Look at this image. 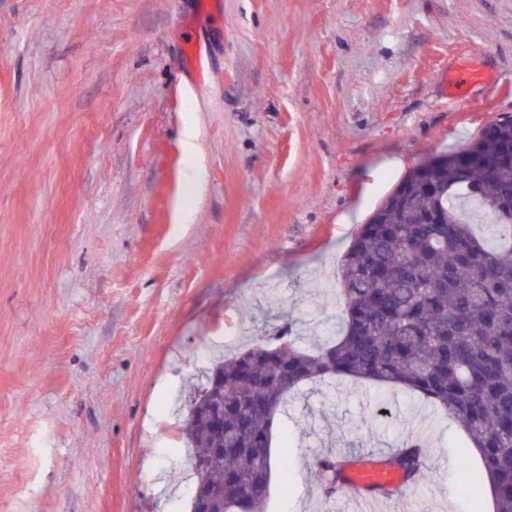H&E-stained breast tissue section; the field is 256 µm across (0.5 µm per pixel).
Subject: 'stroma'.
Segmentation results:
<instances>
[{
	"mask_svg": "<svg viewBox=\"0 0 512 512\" xmlns=\"http://www.w3.org/2000/svg\"><path fill=\"white\" fill-rule=\"evenodd\" d=\"M463 65L485 79L453 105L441 77ZM510 113L512 0H0V512H189L184 416L211 357L338 330L360 224ZM462 436L401 390L304 385L267 512H359L321 497L314 456L415 438L429 477L380 512H487Z\"/></svg>",
	"mask_w": 512,
	"mask_h": 512,
	"instance_id": "35a3bbf8",
	"label": "stroma"
}]
</instances>
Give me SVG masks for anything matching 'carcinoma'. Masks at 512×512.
Instances as JSON below:
<instances>
[{"instance_id":"cac0c4a2","label":"carcinoma","mask_w":512,"mask_h":512,"mask_svg":"<svg viewBox=\"0 0 512 512\" xmlns=\"http://www.w3.org/2000/svg\"><path fill=\"white\" fill-rule=\"evenodd\" d=\"M426 178L408 171L353 238L340 266L342 325L315 350L290 328L205 370L223 387L189 407L184 431L195 448V484L224 488L212 512H265L273 429L288 394L305 383L345 379L420 395L457 421L465 442L457 466L478 453L496 512H512V115L447 154L461 165ZM459 199L480 203L493 233L476 234ZM224 404V451L211 428ZM431 449L410 442L394 462L416 485ZM346 460L323 454L314 469L321 496L344 491Z\"/></svg>"}]
</instances>
